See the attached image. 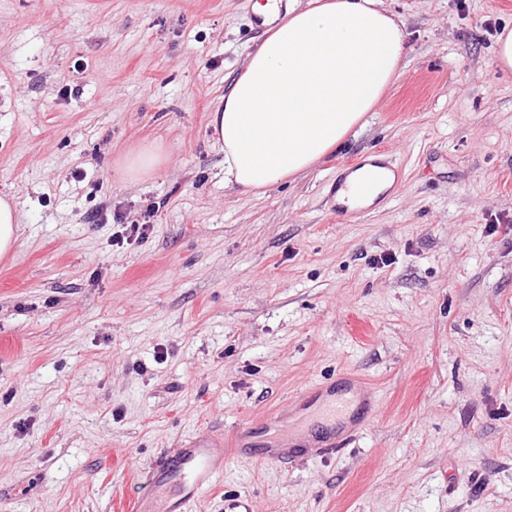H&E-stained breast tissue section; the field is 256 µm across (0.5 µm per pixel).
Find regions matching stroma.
Masks as SVG:
<instances>
[{
    "instance_id": "obj_1",
    "label": "stroma",
    "mask_w": 512,
    "mask_h": 512,
    "mask_svg": "<svg viewBox=\"0 0 512 512\" xmlns=\"http://www.w3.org/2000/svg\"><path fill=\"white\" fill-rule=\"evenodd\" d=\"M255 2L0 0V512H115L186 438L286 434L335 374L375 396L355 441L230 457L191 512H512V72L483 27L512 0H386L400 77L261 194L225 186L207 131ZM147 145L164 164L124 181ZM381 150L401 185L337 215V170ZM19 224L13 198L0 197V258L6 257L17 241Z\"/></svg>"
}]
</instances>
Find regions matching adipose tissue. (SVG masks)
I'll use <instances>...</instances> for the list:
<instances>
[{
  "mask_svg": "<svg viewBox=\"0 0 512 512\" xmlns=\"http://www.w3.org/2000/svg\"><path fill=\"white\" fill-rule=\"evenodd\" d=\"M405 54V23L385 0L289 8L210 114L225 186L264 191L340 148L375 111Z\"/></svg>",
  "mask_w": 512,
  "mask_h": 512,
  "instance_id": "1",
  "label": "adipose tissue"
}]
</instances>
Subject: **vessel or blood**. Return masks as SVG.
Returning a JSON list of instances; mask_svg holds the SVG:
<instances>
[{"mask_svg": "<svg viewBox=\"0 0 512 512\" xmlns=\"http://www.w3.org/2000/svg\"><path fill=\"white\" fill-rule=\"evenodd\" d=\"M316 404L327 428L318 437L298 432L289 440H256L253 431L234 434L232 441L209 433L196 434L180 448L165 455L150 472L147 488L131 502L132 512H188L192 503L208 492L223 473L228 454L249 455L273 463L283 460L291 448L316 447L329 452L344 447L359 431L363 419L353 408V400L336 393L335 381L316 386Z\"/></svg>", "mask_w": 512, "mask_h": 512, "instance_id": "1", "label": "vessel or blood"}]
</instances>
